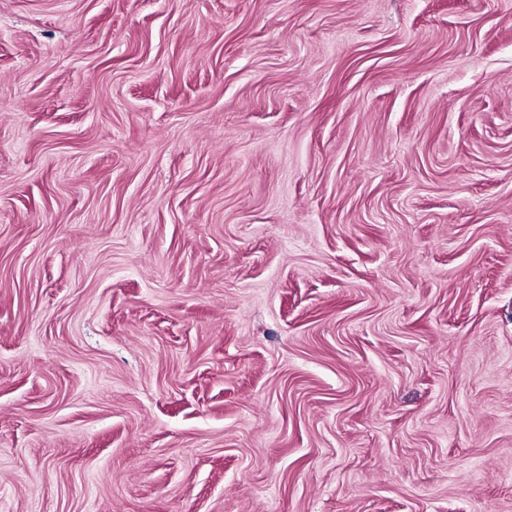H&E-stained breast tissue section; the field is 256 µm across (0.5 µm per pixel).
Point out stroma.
Wrapping results in <instances>:
<instances>
[{
  "mask_svg": "<svg viewBox=\"0 0 512 512\" xmlns=\"http://www.w3.org/2000/svg\"><path fill=\"white\" fill-rule=\"evenodd\" d=\"M0 512H512V0H0Z\"/></svg>",
  "mask_w": 512,
  "mask_h": 512,
  "instance_id": "obj_1",
  "label": "stroma"
}]
</instances>
